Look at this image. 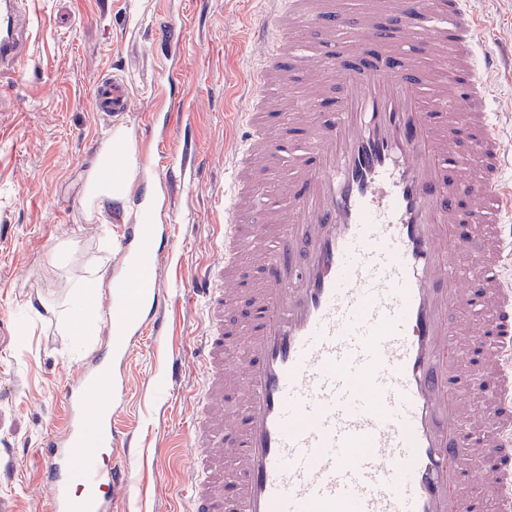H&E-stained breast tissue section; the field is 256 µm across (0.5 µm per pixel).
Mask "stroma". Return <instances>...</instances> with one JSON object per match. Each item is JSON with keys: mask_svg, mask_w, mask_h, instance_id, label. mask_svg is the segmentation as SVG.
<instances>
[{"mask_svg": "<svg viewBox=\"0 0 512 512\" xmlns=\"http://www.w3.org/2000/svg\"><path fill=\"white\" fill-rule=\"evenodd\" d=\"M169 0H28L32 41L22 63L0 72V442L12 444L14 467L0 480V496L15 497L21 512H46L37 448L60 419L58 387L103 341L104 299H97L76 336L62 312L84 266L110 272L121 232L111 211L87 218L80 199L84 175L95 163L105 125L92 107L96 82L113 66L125 70L134 109L153 105L156 74L167 47L151 29ZM486 33L485 52L512 43V0H473ZM263 0H196L184 37L187 112L197 145L211 167L190 182V223L176 227L172 277L213 258L214 217L207 193L224 181V144L244 100L236 92L259 59L249 27ZM70 247L57 265L48 256L61 241ZM43 297L30 309L28 299ZM201 328L198 305H183L177 333L145 337L132 363L133 400L128 420L145 445L140 483L126 512H179L190 483V448L177 442L196 414L202 368L189 352ZM181 356L177 386L166 366Z\"/></svg>", "mask_w": 512, "mask_h": 512, "instance_id": "obj_1", "label": "stroma"}]
</instances>
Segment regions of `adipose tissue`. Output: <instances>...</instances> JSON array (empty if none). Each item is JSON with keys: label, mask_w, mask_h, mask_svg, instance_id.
<instances>
[{"label": "adipose tissue", "mask_w": 512, "mask_h": 512, "mask_svg": "<svg viewBox=\"0 0 512 512\" xmlns=\"http://www.w3.org/2000/svg\"><path fill=\"white\" fill-rule=\"evenodd\" d=\"M137 154L127 128L110 130L94 165L84 177L83 203L87 216L102 213L124 200L136 176Z\"/></svg>", "instance_id": "1"}]
</instances>
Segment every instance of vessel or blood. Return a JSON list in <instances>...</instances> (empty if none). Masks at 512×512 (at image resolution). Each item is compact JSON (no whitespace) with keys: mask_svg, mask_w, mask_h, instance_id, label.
I'll list each match as a JSON object with an SVG mask.
<instances>
[{"mask_svg":"<svg viewBox=\"0 0 512 512\" xmlns=\"http://www.w3.org/2000/svg\"><path fill=\"white\" fill-rule=\"evenodd\" d=\"M267 4L210 197L217 257L184 283L204 367L184 512H512V157L469 0H370L353 22ZM22 5L0 0V71L24 58ZM131 101L123 71L97 81L100 116ZM186 102L167 76L132 127L150 219L116 244L106 344L57 393L49 512H118L138 482L132 359L175 330L172 229L208 164Z\"/></svg>","mask_w":512,"mask_h":512,"instance_id":"1","label":"vessel or blood"}]
</instances>
